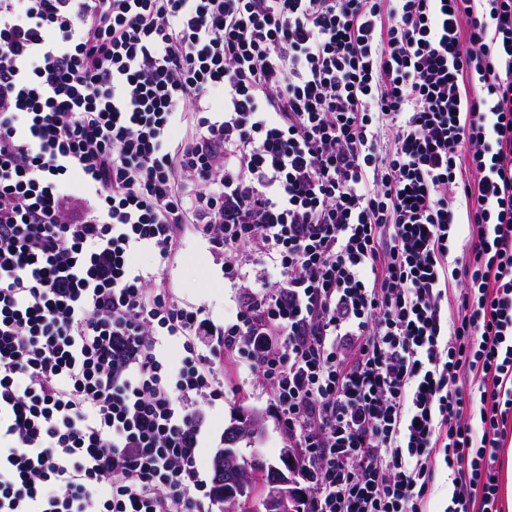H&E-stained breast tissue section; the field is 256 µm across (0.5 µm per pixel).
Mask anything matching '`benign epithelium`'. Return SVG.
Instances as JSON below:
<instances>
[{
	"mask_svg": "<svg viewBox=\"0 0 512 512\" xmlns=\"http://www.w3.org/2000/svg\"><path fill=\"white\" fill-rule=\"evenodd\" d=\"M263 427V418L249 413L241 416V422L229 428L224 434V448L217 457L223 466L217 471V484L224 486L225 512H237V508L256 494H261L263 512H298L303 496L300 489L299 473L295 470V449L281 450L278 464L271 465L275 477L268 482L252 477L249 460L238 453L236 443L243 439L257 438Z\"/></svg>",
	"mask_w": 512,
	"mask_h": 512,
	"instance_id": "1",
	"label": "benign epithelium"
}]
</instances>
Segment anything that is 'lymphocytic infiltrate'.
<instances>
[{"instance_id":"1","label":"lymphocytic infiltrate","mask_w":512,"mask_h":512,"mask_svg":"<svg viewBox=\"0 0 512 512\" xmlns=\"http://www.w3.org/2000/svg\"><path fill=\"white\" fill-rule=\"evenodd\" d=\"M229 357L303 512H503L512 0H0V512H212ZM220 266L195 242H188L183 257L170 275L174 293L191 304L203 302L215 316L224 314V320L232 318L238 299L235 288H210V280L220 279ZM451 483L448 481V470L443 462V454L440 453L437 460V480L434 491L428 497L425 512H444L448 506Z\"/></svg>"}]
</instances>
